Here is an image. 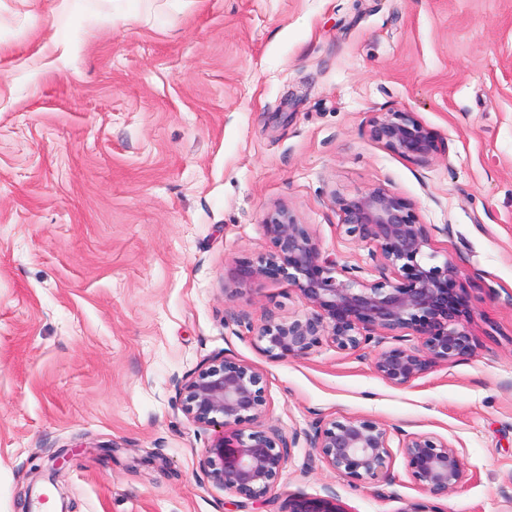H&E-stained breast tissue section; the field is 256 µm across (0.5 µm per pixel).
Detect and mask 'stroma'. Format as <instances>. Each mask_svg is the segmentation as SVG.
Masks as SVG:
<instances>
[{
	"label": "stroma",
	"instance_id": "1",
	"mask_svg": "<svg viewBox=\"0 0 512 512\" xmlns=\"http://www.w3.org/2000/svg\"><path fill=\"white\" fill-rule=\"evenodd\" d=\"M388 112L436 133L431 161L372 139ZM375 187L458 265L477 344L403 389L325 344L267 357L254 328L307 311L287 283L224 295L282 206L376 278L334 203ZM219 353L299 439L261 503L206 477L213 432L181 411L177 378ZM321 416L442 436L469 476L439 512H512V0H0V512L58 450L71 512L422 500L398 447L392 482L336 477L302 438Z\"/></svg>",
	"mask_w": 512,
	"mask_h": 512
}]
</instances>
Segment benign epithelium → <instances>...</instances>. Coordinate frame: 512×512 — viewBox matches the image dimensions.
<instances>
[{
	"instance_id": "7a95c632",
	"label": "benign epithelium",
	"mask_w": 512,
	"mask_h": 512,
	"mask_svg": "<svg viewBox=\"0 0 512 512\" xmlns=\"http://www.w3.org/2000/svg\"><path fill=\"white\" fill-rule=\"evenodd\" d=\"M371 135L390 151L421 163L439 150L436 134L412 112H392L371 120ZM341 238L372 248L379 277L361 276L360 267L341 264L325 253L305 224L285 208L269 214L264 229L271 250L257 261L238 263L224 286L234 298L266 278L280 279L299 292L309 311L288 319L269 318L259 328L261 350L275 360L300 357L326 343L355 354L409 331L420 347L396 345L373 358L375 374L393 388H406L440 364L467 359L476 344L467 326L469 300L460 270L435 254L428 225L416 220L410 202L376 187L336 197ZM181 410L201 428H213L211 445L199 467L224 492L241 502L265 499L282 477L288 440L265 424L269 413L262 371L243 360L216 355L176 380ZM319 460L351 486L391 480V432L366 417H320L309 435ZM406 468L428 498L439 500L468 477L458 450L434 433L399 438ZM286 512H342L329 499L296 497Z\"/></svg>"
}]
</instances>
